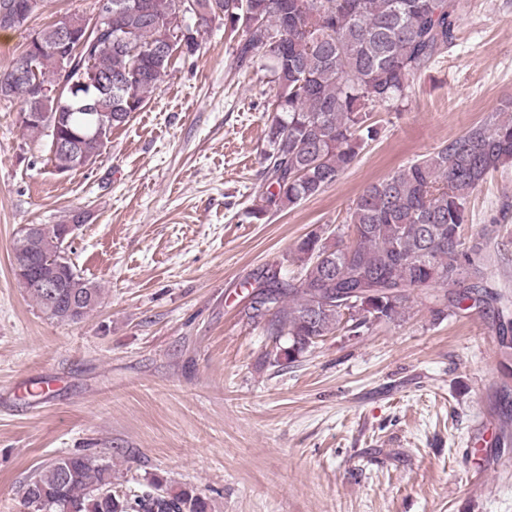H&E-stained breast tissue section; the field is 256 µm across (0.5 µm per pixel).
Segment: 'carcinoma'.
I'll return each mask as SVG.
<instances>
[{
  "instance_id": "cac0c4a2",
  "label": "carcinoma",
  "mask_w": 512,
  "mask_h": 512,
  "mask_svg": "<svg viewBox=\"0 0 512 512\" xmlns=\"http://www.w3.org/2000/svg\"><path fill=\"white\" fill-rule=\"evenodd\" d=\"M184 19L224 20L238 33L236 60L271 71L276 87L265 155L266 192L256 214L281 211L336 182L379 129L373 114L398 109L416 77L430 68L453 38L464 11L462 0H112L117 26L88 34L68 69L67 48L55 23L34 32L39 46L35 69L24 77L13 68L0 74V101L25 107L32 85L52 89L77 83L89 64L112 78V121L120 126L147 105L167 74L162 50L198 49L191 25L178 37L170 17L179 5ZM95 115L78 108L63 112L59 135L84 133ZM59 173L78 169L74 153L49 150ZM512 162V115L495 112L438 151L367 185L356 198L349 223L353 236L314 232L296 246L298 272L273 270L252 288L243 313L264 324L279 358L292 363L337 331L357 334L380 321L402 316L418 294L440 303L439 319L465 302L489 307L499 294L481 281L474 255L465 249L474 193L488 175ZM62 225L41 224L19 232L16 264L30 268L53 259L64 263L56 298L39 289L28 294L39 309L63 323H78L101 305L103 290L78 273L64 253ZM453 288L443 296L436 288ZM498 314L500 351L512 355V319ZM112 465L83 453L55 459L25 485L23 498L34 512H209L202 492L173 490L160 479L149 491L118 494Z\"/></svg>"
}]
</instances>
